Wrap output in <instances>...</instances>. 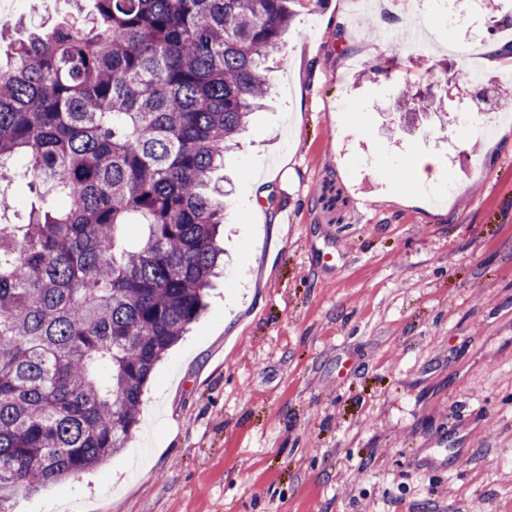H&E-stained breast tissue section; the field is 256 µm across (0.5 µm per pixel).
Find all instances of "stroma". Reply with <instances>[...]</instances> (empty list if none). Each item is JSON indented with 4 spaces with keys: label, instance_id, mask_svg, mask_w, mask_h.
Returning <instances> with one entry per match:
<instances>
[{
    "label": "stroma",
    "instance_id": "35a3bbf8",
    "mask_svg": "<svg viewBox=\"0 0 512 512\" xmlns=\"http://www.w3.org/2000/svg\"><path fill=\"white\" fill-rule=\"evenodd\" d=\"M29 11L0 0L1 59ZM506 15L512 0L453 27L448 0L393 25L373 0L298 8L270 100L213 176L224 272L127 446L1 492L0 512H512V83L485 62L512 43ZM407 88L442 116L409 128ZM420 153L435 188L411 185ZM259 188L262 218L243 208Z\"/></svg>",
    "mask_w": 512,
    "mask_h": 512
}]
</instances>
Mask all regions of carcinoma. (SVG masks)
I'll return each mask as SVG.
<instances>
[{
	"label": "carcinoma",
	"instance_id": "1",
	"mask_svg": "<svg viewBox=\"0 0 512 512\" xmlns=\"http://www.w3.org/2000/svg\"><path fill=\"white\" fill-rule=\"evenodd\" d=\"M0 67V487L125 447L154 366L205 310L224 249L211 185L272 86L300 0H91ZM132 224L147 227L137 243Z\"/></svg>",
	"mask_w": 512,
	"mask_h": 512
}]
</instances>
